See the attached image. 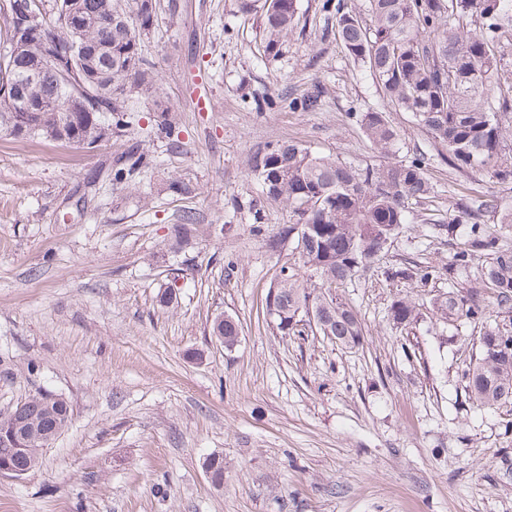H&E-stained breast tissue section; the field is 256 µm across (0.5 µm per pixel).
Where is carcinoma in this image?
I'll return each mask as SVG.
<instances>
[{
  "label": "carcinoma",
  "mask_w": 512,
  "mask_h": 512,
  "mask_svg": "<svg viewBox=\"0 0 512 512\" xmlns=\"http://www.w3.org/2000/svg\"><path fill=\"white\" fill-rule=\"evenodd\" d=\"M27 0H0V83L15 70L38 69L45 54L54 51L55 70L67 74L59 83L48 70L33 85L22 84L12 97H0V128L18 138L59 132L61 140L94 146L132 124L128 101L150 89L155 74L141 52V35L154 26L157 0H40V32L32 34L27 52L15 59L4 53L18 34L16 18ZM372 24L359 12L335 0H324L325 21L334 23L347 56L365 67L391 107L413 114L448 152V166L462 172L485 173L501 182L512 181V155L505 152L512 126L503 117L512 112V83L501 66L500 43L512 33V0H368ZM76 6L80 26L69 22ZM239 12L257 9L262 16V58L283 55L298 17V0H239ZM481 23L474 31L470 25ZM80 98L71 111H54L59 100ZM317 99L258 95L256 111L312 109ZM371 145L389 159L375 168H355L289 142L268 143L251 153L245 174L262 182L267 197L288 213L276 246L286 240L303 267H284L277 288L274 322L284 335L298 332L300 316L313 311L319 332L344 348L364 339L357 313L336 297V286L359 266L371 262L365 251L368 237L390 240L410 223L405 200L434 192L427 177V157L393 161L398 134L384 111L359 114ZM147 165L141 155L125 157L112 174L123 183ZM453 224L470 225L466 246L448 264V295L432 302V317L441 322L480 323L490 308L512 313V250L497 244L480 223L486 212L500 214L512 224V206L494 196H464L456 202ZM491 255L481 280L492 299L477 288H466L477 252ZM319 289H308L311 277ZM417 316L408 299L395 301L391 318L407 325ZM212 334L232 349L240 324L232 316L214 317ZM500 330L481 337L480 350L462 374L468 397L482 407L512 401V349L500 348ZM72 409L63 398L42 391L7 413L0 414V438L17 430L18 443H0V461L27 473L35 470L43 448L69 423ZM216 486L224 484V458L210 455L204 462Z\"/></svg>",
  "instance_id": "obj_1"
}]
</instances>
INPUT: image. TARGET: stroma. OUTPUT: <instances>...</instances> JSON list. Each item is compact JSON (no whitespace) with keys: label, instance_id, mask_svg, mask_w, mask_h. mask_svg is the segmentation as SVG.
<instances>
[{"label":"stroma","instance_id":"1","mask_svg":"<svg viewBox=\"0 0 512 512\" xmlns=\"http://www.w3.org/2000/svg\"><path fill=\"white\" fill-rule=\"evenodd\" d=\"M181 2L179 18L159 16L141 39L158 81L133 99L124 132L86 149L0 131V413L39 391L72 408L35 471L0 476V512H512V404L476 406L462 381L483 327L431 318L469 230L448 227L455 200L512 205V183L452 169L411 113L391 112L397 159L425 154L435 191L407 200L415 223L337 290L364 341L281 334L266 295L301 260L271 246L287 215L244 161L292 141L382 164L354 118L381 105L379 89L326 31L323 0H299L271 62L258 53L259 17L236 0ZM196 90L214 111L189 108ZM316 90L311 112L247 107L257 93ZM134 153L147 167L113 184ZM174 180L187 194L169 191ZM188 212V243L172 251ZM416 264L435 277L391 278ZM168 288L172 302L159 305ZM403 297L419 312L406 326L390 318ZM220 313L242 327L230 350L211 334ZM211 454L224 458L220 488L202 467Z\"/></svg>","mask_w":512,"mask_h":512}]
</instances>
